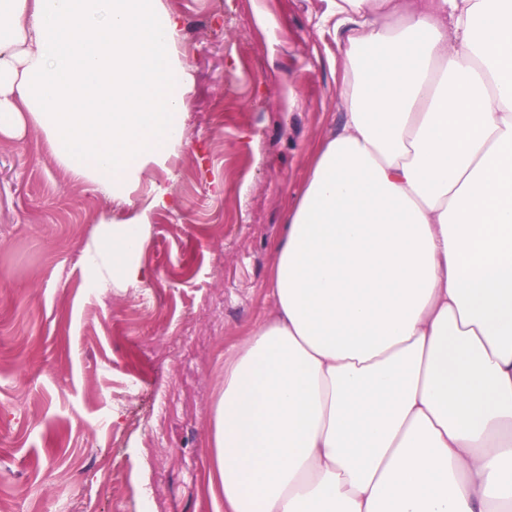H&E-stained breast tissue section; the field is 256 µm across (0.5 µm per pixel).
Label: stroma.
I'll use <instances>...</instances> for the list:
<instances>
[{"mask_svg": "<svg viewBox=\"0 0 512 512\" xmlns=\"http://www.w3.org/2000/svg\"><path fill=\"white\" fill-rule=\"evenodd\" d=\"M164 3L184 137L130 201L73 179L39 127L0 139V512H224L209 408L272 311L274 245L339 123L345 46L328 0ZM154 182L179 205L150 214V287H87L82 251Z\"/></svg>", "mask_w": 512, "mask_h": 512, "instance_id": "1", "label": "stroma"}]
</instances>
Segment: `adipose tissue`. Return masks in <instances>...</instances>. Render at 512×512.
<instances>
[{
    "mask_svg": "<svg viewBox=\"0 0 512 512\" xmlns=\"http://www.w3.org/2000/svg\"><path fill=\"white\" fill-rule=\"evenodd\" d=\"M344 112L290 206L270 316L224 363V512H512V0H330ZM161 0H0V137L128 201L183 140ZM86 246L142 288L149 209Z\"/></svg>",
    "mask_w": 512,
    "mask_h": 512,
    "instance_id": "obj_1",
    "label": "adipose tissue"
}]
</instances>
